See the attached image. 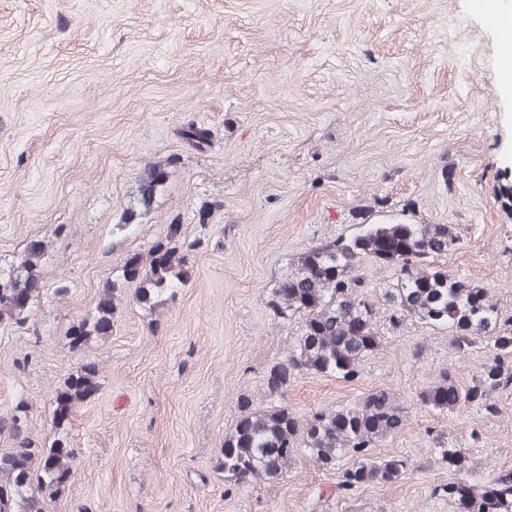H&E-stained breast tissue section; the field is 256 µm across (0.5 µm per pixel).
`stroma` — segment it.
<instances>
[{"mask_svg":"<svg viewBox=\"0 0 512 512\" xmlns=\"http://www.w3.org/2000/svg\"><path fill=\"white\" fill-rule=\"evenodd\" d=\"M502 57L474 0H0V268L45 249L36 334L0 328V417L28 403L27 435L50 446L57 389L101 369L65 427L78 464L50 512H454L432 493L449 477L436 430L475 480L512 469V387L491 416L419 401L442 369L463 390L488 361L449 332L408 321L355 378L303 373L278 398L264 382L300 333L266 305L290 259L400 213L455 227L434 267L488 288L512 333ZM191 122L208 146L182 141ZM164 162L142 206L144 170ZM174 221L200 242L175 304L147 319L124 285L110 335L71 348L73 323ZM376 390L407 411L376 448L411 459L396 482L344 494L303 456L273 481L225 480L239 398L302 415Z\"/></svg>","mask_w":512,"mask_h":512,"instance_id":"obj_1","label":"stroma"}]
</instances>
